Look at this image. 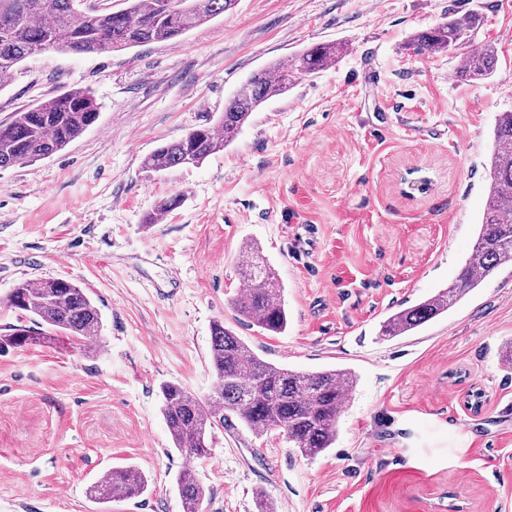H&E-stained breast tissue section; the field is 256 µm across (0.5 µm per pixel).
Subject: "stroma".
Here are the masks:
<instances>
[{"instance_id":"35a3bbf8","label":"stroma","mask_w":512,"mask_h":512,"mask_svg":"<svg viewBox=\"0 0 512 512\" xmlns=\"http://www.w3.org/2000/svg\"><path fill=\"white\" fill-rule=\"evenodd\" d=\"M483 12L490 78L417 55L414 32ZM346 51L296 78L202 165L154 173L157 147L212 123L255 71L314 45ZM100 117L52 157L0 170V335L19 283L86 288L104 330L0 348V512H100L86 491L134 465L142 496L112 512H182L186 458L159 412L162 384L204 398L223 321L265 361L352 369L336 442L315 458L286 439L219 428L195 472L203 512H512V263L408 336L380 324L458 275L488 192L493 130L512 112V0H235L186 35L108 54L29 57L0 90V123L72 88ZM181 207L144 223L155 204ZM285 287L288 328L243 323V243Z\"/></svg>"}]
</instances>
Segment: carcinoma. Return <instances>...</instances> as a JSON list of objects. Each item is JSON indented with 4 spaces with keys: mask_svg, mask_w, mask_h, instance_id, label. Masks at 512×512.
<instances>
[{
    "mask_svg": "<svg viewBox=\"0 0 512 512\" xmlns=\"http://www.w3.org/2000/svg\"><path fill=\"white\" fill-rule=\"evenodd\" d=\"M125 0L118 11L91 13L87 0H0V90L13 79L27 58L54 50L64 53H111L142 44L180 37L222 14L235 0ZM484 15L473 11L452 17L433 29L418 31L409 45L418 54L453 49L462 57L458 77L483 80L495 72L496 51L491 44L473 48ZM345 51L339 43L319 44L281 62L262 68L246 80L224 105L213 125L201 126L180 139L159 146L142 161L149 171L197 166L224 150L269 99L282 94L292 78L329 67ZM100 106L86 88H74L30 108L13 113L0 124V169L51 157L80 137L99 118ZM490 187L481 224L458 279L426 300L404 308L382 322L380 335L395 338L415 332L455 307L486 277L512 262V112H504L494 129L489 168ZM181 194L160 200L144 222L179 208ZM239 273L246 288L233 299L239 318L268 333L281 334L288 325L284 288L275 269L257 246H241ZM6 304L45 327L13 329L4 343L13 347L37 345L64 335L76 346L101 338L100 310L85 289L66 279H45L17 285ZM210 364L216 386L201 399L175 383L161 387L160 412L173 447L189 457H206L212 430L231 425L236 417L253 434L273 431L301 455L314 458L336 441V426L353 393L356 377L349 369L298 371L261 359L224 322L211 326ZM183 512H202L206 488L191 468L175 478ZM148 480L133 465L111 467L90 487L94 502L139 497Z\"/></svg>",
    "mask_w": 512,
    "mask_h": 512,
    "instance_id": "cac0c4a2",
    "label": "carcinoma"
}]
</instances>
